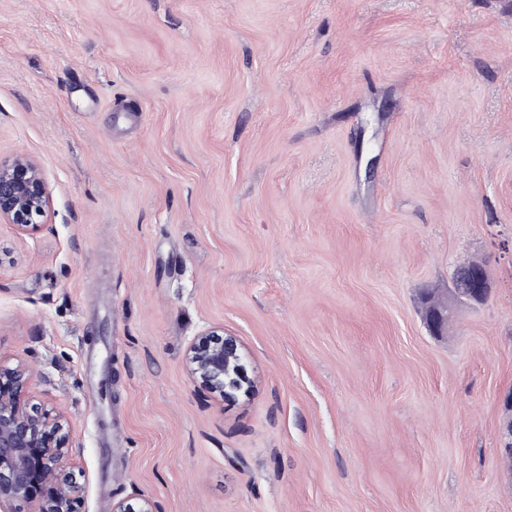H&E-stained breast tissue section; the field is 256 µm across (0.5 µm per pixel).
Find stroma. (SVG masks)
<instances>
[{
  "label": "stroma",
  "mask_w": 512,
  "mask_h": 512,
  "mask_svg": "<svg viewBox=\"0 0 512 512\" xmlns=\"http://www.w3.org/2000/svg\"><path fill=\"white\" fill-rule=\"evenodd\" d=\"M0 364L77 512H512V0H0ZM484 261L432 336L420 291ZM248 393L197 383L204 330ZM48 204L45 180L34 161L23 155L0 158V223L35 229ZM186 359L192 374L224 397L227 394L226 377L241 361V347L235 336L224 334V329L208 330L190 345ZM503 406L509 416V425L504 426L502 424L500 430V441L501 448H499L501 464L511 470L512 468V447L505 448L508 441L512 444V423H511V411H512V396L508 394L503 400Z\"/></svg>",
  "instance_id": "obj_1"
}]
</instances>
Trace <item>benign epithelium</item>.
I'll return each instance as SVG.
<instances>
[{"label":"benign epithelium","instance_id":"obj_1","mask_svg":"<svg viewBox=\"0 0 512 512\" xmlns=\"http://www.w3.org/2000/svg\"><path fill=\"white\" fill-rule=\"evenodd\" d=\"M49 196L40 168L30 158H0V223L21 231L34 229L46 213ZM491 293L482 261L466 260L454 267L452 288L445 295L424 293L425 320L434 336L448 333L459 304L481 305ZM192 374L206 387L226 395V377L241 361L236 337L224 330L199 335L186 354ZM32 372L24 366H0V505L25 500L39 484L52 495L36 512H75L83 487L67 466L68 432L64 413L49 415L29 404L26 392ZM501 464L512 468V423L501 426Z\"/></svg>","mask_w":512,"mask_h":512}]
</instances>
